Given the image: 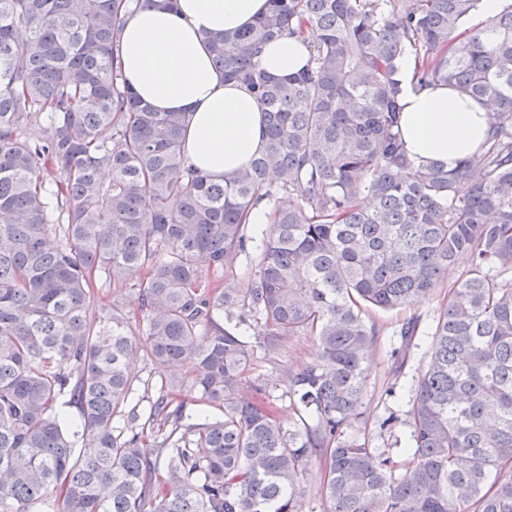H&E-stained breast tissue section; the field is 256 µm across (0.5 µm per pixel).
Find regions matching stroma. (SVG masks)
I'll list each match as a JSON object with an SVG mask.
<instances>
[{
	"label": "stroma",
	"mask_w": 512,
	"mask_h": 512,
	"mask_svg": "<svg viewBox=\"0 0 512 512\" xmlns=\"http://www.w3.org/2000/svg\"><path fill=\"white\" fill-rule=\"evenodd\" d=\"M467 270L466 264L449 270L434 291L409 306L390 311H375L373 321L380 330V345L375 352L370 377L355 415L346 428L348 436L366 442L371 448L390 446L388 433L382 432L379 424L389 414H404L408 408L411 387L426 370L430 362V340L421 336L411 348L402 372H394L391 351L398 347L400 329L412 319H419L422 327L432 325L441 308L448 302V293L456 281ZM314 342L306 336L289 339L275 352L256 351L255 373L263 375L270 384L271 400L279 416L286 422H294V413L288 397V369L311 360Z\"/></svg>",
	"instance_id": "stroma-1"
}]
</instances>
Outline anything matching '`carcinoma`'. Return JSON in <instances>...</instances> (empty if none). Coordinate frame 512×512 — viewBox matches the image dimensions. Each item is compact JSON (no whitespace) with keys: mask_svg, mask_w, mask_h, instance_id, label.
I'll return each instance as SVG.
<instances>
[{"mask_svg":"<svg viewBox=\"0 0 512 512\" xmlns=\"http://www.w3.org/2000/svg\"><path fill=\"white\" fill-rule=\"evenodd\" d=\"M141 2L0 0V512H294L314 458L325 512H512V6L454 44L481 0H268L251 26L205 35L268 124L263 151L217 180L185 165L188 115L123 78ZM286 33L311 65L273 78L254 57ZM408 54L421 85L498 106L452 169L404 150ZM262 202L273 219L253 237ZM250 242L245 284L206 281ZM461 261L397 476L392 454L344 435L378 342L366 312L428 296ZM96 276L131 291L150 363L191 378L129 375L137 341ZM290 336L315 345L288 369L291 427L261 376L238 399L254 349ZM186 388L224 417L187 411Z\"/></svg>","mask_w":512,"mask_h":512,"instance_id":"carcinoma-1","label":"carcinoma"}]
</instances>
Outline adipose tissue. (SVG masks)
Instances as JSON below:
<instances>
[{
    "label": "adipose tissue",
    "mask_w": 512,
    "mask_h": 512,
    "mask_svg": "<svg viewBox=\"0 0 512 512\" xmlns=\"http://www.w3.org/2000/svg\"><path fill=\"white\" fill-rule=\"evenodd\" d=\"M265 9L266 0H177L172 11L142 0L123 30L126 80L156 110L187 113L185 162L216 179L234 175L262 150L267 121L244 85L219 77L202 35L248 27ZM310 53L304 36L296 34L265 45L257 62L269 75L285 77L305 68ZM397 77L400 131L413 159L452 167L486 140L492 101L418 85L409 55L400 60Z\"/></svg>",
    "instance_id": "ef3b65f1"
}]
</instances>
